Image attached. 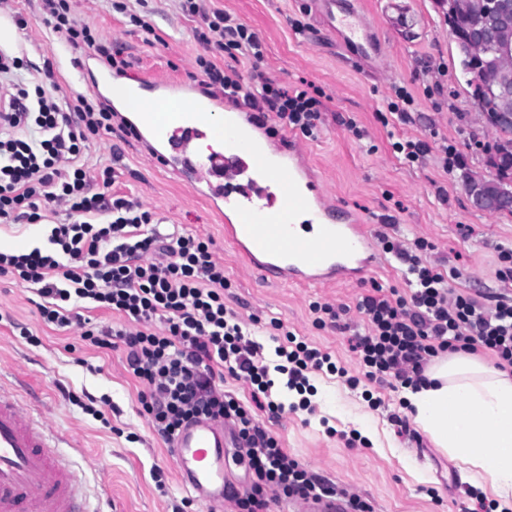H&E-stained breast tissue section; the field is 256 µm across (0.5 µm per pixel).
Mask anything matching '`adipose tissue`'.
I'll return each instance as SVG.
<instances>
[{
    "mask_svg": "<svg viewBox=\"0 0 512 512\" xmlns=\"http://www.w3.org/2000/svg\"><path fill=\"white\" fill-rule=\"evenodd\" d=\"M424 375L404 389L414 423L512 504V374L458 351L432 358Z\"/></svg>",
    "mask_w": 512,
    "mask_h": 512,
    "instance_id": "obj_1",
    "label": "adipose tissue"
}]
</instances>
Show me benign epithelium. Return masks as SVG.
<instances>
[{"label": "benign epithelium", "mask_w": 512, "mask_h": 512, "mask_svg": "<svg viewBox=\"0 0 512 512\" xmlns=\"http://www.w3.org/2000/svg\"><path fill=\"white\" fill-rule=\"evenodd\" d=\"M452 12L473 19L469 27H453V37L466 46L470 56L480 58L483 46L492 43L497 58L484 66V83L496 88L494 111L505 121L512 120V0H453ZM491 183L474 179L467 193L474 207L489 200Z\"/></svg>", "instance_id": "1"}]
</instances>
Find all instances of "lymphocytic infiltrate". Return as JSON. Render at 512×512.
Wrapping results in <instances>:
<instances>
[{
	"label": "lymphocytic infiltrate",
	"instance_id": "obj_1",
	"mask_svg": "<svg viewBox=\"0 0 512 512\" xmlns=\"http://www.w3.org/2000/svg\"><path fill=\"white\" fill-rule=\"evenodd\" d=\"M183 8L201 19L196 37L209 53L196 65L216 94L251 110L269 135L288 129L316 137L323 107L318 87L291 90L267 78L262 41L232 15L206 9L199 0H185ZM45 10L46 23L66 42L93 47L117 66L111 47L98 43L90 28L75 25L68 0H45ZM232 51L251 62V79L213 62V55ZM22 67V58L0 49V90L9 100L0 122V224H39L58 210L68 221L53 225L48 248L0 251V277L34 286L45 324L77 327L81 340L98 349L122 348L129 373L143 385L142 413L164 441L198 419L231 422L246 444L253 476L234 495L242 512H270L271 502L283 497L328 494V486L313 479L256 416L283 409L272 398L274 374L286 376L288 389L304 393L310 372L336 373L331 354L283 331L277 321L273 327L283 338L274 353L280 363L268 368L262 345L249 339L224 303L231 282L213 257V240L161 232L153 212L112 194L113 169L93 177L80 166L89 138L111 131V109L84 96H59L49 70L41 80L18 81ZM377 238L385 253L403 263L410 293L377 286L358 299L366 328L351 339L360 373L349 377L350 386L363 380L417 384L431 358L445 351L480 352L497 369L512 371L511 296L495 295L488 304L452 287L457 272L426 261L433 248L426 239H417L410 252L388 233ZM89 309L112 311L124 323L117 329L98 325L86 317ZM228 375L251 385L249 400L223 390Z\"/></svg>",
	"mask_w": 512,
	"mask_h": 512
}]
</instances>
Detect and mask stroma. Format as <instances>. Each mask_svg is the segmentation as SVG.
<instances>
[{
  "mask_svg": "<svg viewBox=\"0 0 512 512\" xmlns=\"http://www.w3.org/2000/svg\"><path fill=\"white\" fill-rule=\"evenodd\" d=\"M376 24L383 42L381 71L352 61L317 16L309 0H210L258 33L266 48L261 69L288 88L309 81L324 93V112L317 138H299L330 198L358 212L379 231L405 247L416 239L432 242L429 261L457 268L454 285L481 295L512 293L500 281L499 253L512 248V214H491L471 206L465 185L486 177L494 133L472 104L460 56L436 0H403L411 23L393 28L379 0H356ZM77 24L90 27L102 43L119 48L126 61L112 76L131 84L164 78L203 85L195 60L205 48L195 37L196 17L183 12L181 0H153L151 31L132 25L115 12L112 0H69ZM27 21L18 28L16 17ZM43 0H8L0 6V48L23 55L29 66L18 76L39 79L52 65L60 92L92 95V85L106 62L91 50L72 49L44 22ZM405 89L412 103H401L406 121L383 124L380 112ZM354 120L364 129L356 137L346 127ZM422 139L431 150L420 162L405 163L395 142ZM460 162L444 171V147ZM90 174L109 166L116 172L114 192L137 199L155 211L163 227L210 236L214 256L223 263L232 286L224 302L254 340L273 359L270 320L311 345L331 354L337 366L357 373L359 364L348 338L327 327L316 328L311 302L349 306L352 329L365 323L355 305L373 285L406 291L399 263L381 254L376 269L364 278L331 287H285L265 284L246 271L224 229L210 210L200 187L173 173L120 130L94 137L82 158ZM32 286L0 278V378L17 383L25 406L42 416L56 432L57 451L69 461L83 485L88 512H174L188 497L167 445L140 414L143 385L130 375L122 349L99 350L81 341L75 329L46 325ZM28 327L40 339L26 342L16 331ZM272 395L284 403L278 417L257 416L285 448L318 481L328 484L340 502L358 497L372 512H458L474 507L476 496L495 501L484 481L465 477L461 465L434 448L429 438L409 425L400 432L397 418L407 417L402 393L372 386L381 406L372 407L361 390L343 378L323 372L310 375L317 393L312 411L291 410L293 393L275 375ZM108 396L105 420L85 413L66 398V391ZM359 432L362 443L348 445L345 436Z\"/></svg>",
  "mask_w": 512,
  "mask_h": 512,
  "instance_id": "1",
  "label": "stroma"
}]
</instances>
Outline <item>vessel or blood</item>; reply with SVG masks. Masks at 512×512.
I'll list each match as a JSON object with an SVG mask.
<instances>
[{
	"label": "vessel or blood",
	"instance_id": "b4317fda",
	"mask_svg": "<svg viewBox=\"0 0 512 512\" xmlns=\"http://www.w3.org/2000/svg\"><path fill=\"white\" fill-rule=\"evenodd\" d=\"M345 51L365 63L382 53L380 37L353 0H314ZM98 85L113 102L144 96L178 102L171 122L141 113L133 127L140 142L171 148L168 166L179 177L205 185L224 222V237L258 277L303 287L355 281L379 264L368 225L332 203L301 147L276 144L250 113L201 98L197 86L151 80L138 89L114 85L100 73ZM204 137L223 144L215 154L193 150ZM227 424L202 420L183 428L172 444L182 483L221 512L228 496L224 470ZM51 428L0 385V512H81L80 483L52 450ZM333 496L281 506L280 512H339Z\"/></svg>",
	"mask_w": 512,
	"mask_h": 512
}]
</instances>
